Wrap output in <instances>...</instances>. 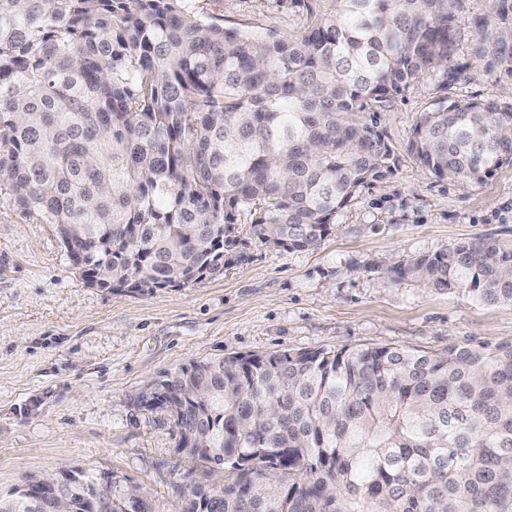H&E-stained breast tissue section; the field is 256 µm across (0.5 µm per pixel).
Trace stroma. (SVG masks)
Instances as JSON below:
<instances>
[{
  "instance_id": "35a3bbf8",
  "label": "stroma",
  "mask_w": 512,
  "mask_h": 512,
  "mask_svg": "<svg viewBox=\"0 0 512 512\" xmlns=\"http://www.w3.org/2000/svg\"><path fill=\"white\" fill-rule=\"evenodd\" d=\"M491 0H464L448 60L457 80L424 74L376 112L399 156L336 217L320 245L260 243L239 216L228 267L185 288L148 294L88 286L48 224H32L0 191V496L60 470L111 474L151 512H180L190 488L224 472L180 458L174 420L137 397L157 376L248 353L363 345L441 352L512 341V305L476 302L407 280L391 262L432 255L476 235L512 238V167L464 189L422 169L407 147L421 112L441 98L512 103V80L472 52V19ZM223 24L295 35V0H224Z\"/></svg>"
}]
</instances>
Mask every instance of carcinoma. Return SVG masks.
Here are the masks:
<instances>
[{"label": "carcinoma", "mask_w": 512, "mask_h": 512, "mask_svg": "<svg viewBox=\"0 0 512 512\" xmlns=\"http://www.w3.org/2000/svg\"><path fill=\"white\" fill-rule=\"evenodd\" d=\"M297 36L226 28L194 0H0V189L61 228L87 280L151 293L225 266L237 216L289 251L396 157L370 108L448 71L462 0H298ZM512 78V0L472 19ZM410 152L479 186L512 165V105L438 101ZM395 282L512 304V240L477 236L388 268ZM177 454L228 471L182 512H512V341L443 353L303 349L194 363L152 382ZM74 474L69 512H90ZM112 507L142 499L111 487ZM0 512H53L18 489Z\"/></svg>", "instance_id": "obj_1"}]
</instances>
